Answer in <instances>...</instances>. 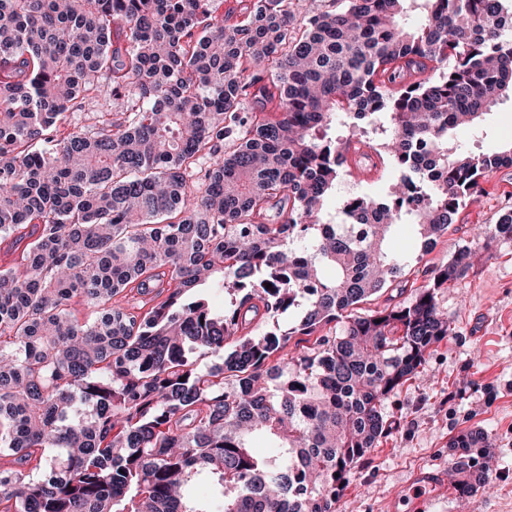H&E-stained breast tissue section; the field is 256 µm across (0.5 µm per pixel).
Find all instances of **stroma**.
Segmentation results:
<instances>
[{
  "instance_id": "35a3bbf8",
  "label": "stroma",
  "mask_w": 512,
  "mask_h": 512,
  "mask_svg": "<svg viewBox=\"0 0 512 512\" xmlns=\"http://www.w3.org/2000/svg\"><path fill=\"white\" fill-rule=\"evenodd\" d=\"M457 141L477 154L511 146L512 99L501 101L478 129L459 131ZM482 187L427 251L413 249L412 230L401 231L392 244L412 256L405 291L386 290L362 305L367 311L409 301L460 249L477 253L467 276L439 294L452 336L433 346L418 374L385 400L393 429L357 469L337 512H384L395 500H411L419 469L440 474L424 512H512V239L473 235L474 227L512 211V167L492 171ZM474 428L489 434L496 463L489 490L461 497L448 477V442Z\"/></svg>"
}]
</instances>
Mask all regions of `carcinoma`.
Returning a JSON list of instances; mask_svg holds the SVG:
<instances>
[{"mask_svg": "<svg viewBox=\"0 0 512 512\" xmlns=\"http://www.w3.org/2000/svg\"><path fill=\"white\" fill-rule=\"evenodd\" d=\"M504 2L347 0L298 33L295 0H239L235 23L215 0H0V512H336L471 268L358 314L404 283L389 240L431 245L512 166L456 143L512 95ZM373 135L391 180L338 224L344 151ZM483 234L512 238V211ZM295 336L315 340L281 357ZM449 447L455 490L485 487L487 434ZM108 108L114 115L120 117L125 109V102L122 100L110 101L106 106H102V102L88 100L83 109L71 113L69 116V124L64 130L65 133L73 130L87 129L96 123V112Z\"/></svg>", "mask_w": 512, "mask_h": 512, "instance_id": "1", "label": "carcinoma"}]
</instances>
